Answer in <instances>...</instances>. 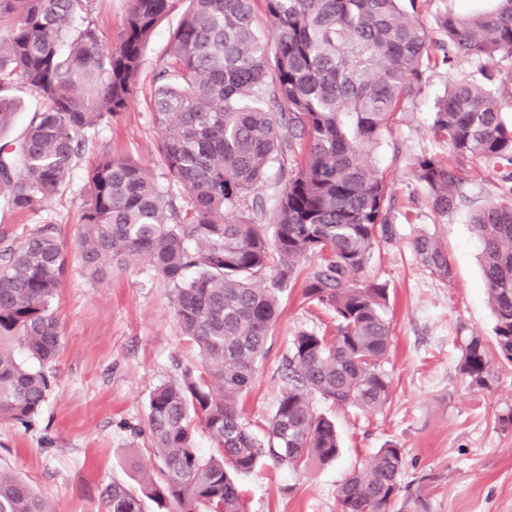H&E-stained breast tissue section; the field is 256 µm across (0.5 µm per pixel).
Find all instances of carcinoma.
I'll list each match as a JSON object with an SVG mask.
<instances>
[{
    "label": "carcinoma",
    "instance_id": "1",
    "mask_svg": "<svg viewBox=\"0 0 512 512\" xmlns=\"http://www.w3.org/2000/svg\"><path fill=\"white\" fill-rule=\"evenodd\" d=\"M91 0H0V130L11 126L16 83L42 100L21 135L0 144V199L38 223L22 237L0 234V417L27 424L57 376L61 326L52 305L69 267L46 200L66 185L85 133L109 124L134 100L144 49L160 20L186 4L154 74L160 183L129 156L103 153L88 171L78 229L87 276L141 264L172 285L170 304L201 368L160 384L149 398L150 447L162 483L141 494L112 485L105 512H245L232 474L265 461L305 469L336 460L335 421L320 400L376 413L391 398L383 363L391 347L387 288L362 279L375 249L392 240V199L368 152L395 112L426 81L431 50L453 64L480 63V77L455 79L434 109L448 159L409 161L431 210L446 217L468 202L478 164L497 174L498 194L470 218L499 357L512 363V0L478 15L448 10L434 40L419 19L428 0H128L124 28L105 40L92 24L73 25ZM278 168L281 189H258ZM253 194V216L241 210ZM412 248L432 274L449 279L448 256L421 235ZM321 264L304 297L329 308L334 335L300 331L284 357V385L260 438L239 402L253 385L278 317L280 296L298 265ZM271 278L258 286L264 271ZM485 387L489 361L472 337L459 366ZM213 452L203 453L198 431ZM404 455L387 441L337 491L340 512H387L402 488ZM0 512H53L24 480L0 469Z\"/></svg>",
    "mask_w": 512,
    "mask_h": 512
}]
</instances>
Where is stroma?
<instances>
[{"instance_id": "stroma-1", "label": "stroma", "mask_w": 512, "mask_h": 512, "mask_svg": "<svg viewBox=\"0 0 512 512\" xmlns=\"http://www.w3.org/2000/svg\"><path fill=\"white\" fill-rule=\"evenodd\" d=\"M181 18L169 13L150 40L134 103L115 121L90 131L91 144L66 188L46 204L69 253L87 199V172L108 151L141 161L162 175L161 136L151 121L152 78L168 36ZM427 80L413 104L396 112L390 132L371 155L394 199L393 239L375 250L366 274L388 288L392 349L385 369L392 398L382 412L361 415L317 403L336 420L341 454L336 462L293 471L271 465L240 476L247 512H338L337 488L365 466L385 441L404 450L403 489L389 512H512V428L500 418L512 411V365L492 360L488 385L470 387L459 372L471 337L493 342L480 244L471 207L439 218L425 202L408 160L447 156L448 144L432 127L434 105L455 77L476 71L461 61L447 68L426 63ZM432 235L448 255L451 280L427 271L413 239ZM318 258L300 264L280 299L279 317L258 376L241 407L250 430L263 434L282 388L281 361L298 331L332 334L335 319L307 303L303 291ZM171 286L145 267L114 270L92 280L72 261L53 304L63 329L55 362L57 381L28 427L0 420V468L29 482L55 512H102L113 484L140 492L148 444L149 396L162 382L198 364L170 307Z\"/></svg>"}]
</instances>
